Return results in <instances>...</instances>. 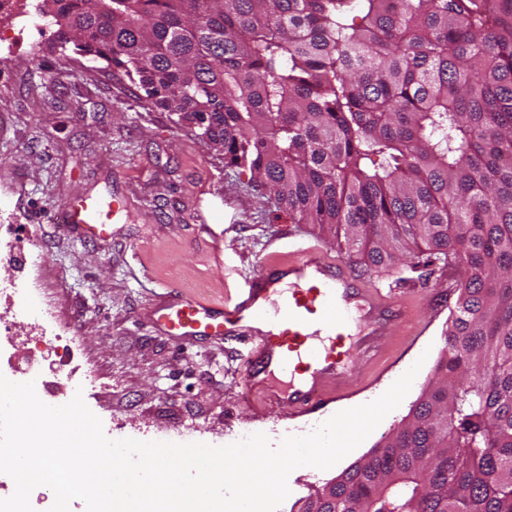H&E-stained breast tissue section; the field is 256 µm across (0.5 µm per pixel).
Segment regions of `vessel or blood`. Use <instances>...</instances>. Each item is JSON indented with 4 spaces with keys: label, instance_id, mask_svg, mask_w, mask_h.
I'll use <instances>...</instances> for the list:
<instances>
[{
    "label": "vessel or blood",
    "instance_id": "obj_1",
    "mask_svg": "<svg viewBox=\"0 0 512 512\" xmlns=\"http://www.w3.org/2000/svg\"><path fill=\"white\" fill-rule=\"evenodd\" d=\"M124 210L120 199L88 197L59 206L53 218L99 238ZM154 315L177 337L250 343L246 392L259 395L263 407L285 404L302 415L332 403L337 386L351 377V355L372 357L393 325L412 336L423 330L403 302L358 287L353 274L317 245L287 260L267 259L232 303L182 298L160 303Z\"/></svg>",
    "mask_w": 512,
    "mask_h": 512
}]
</instances>
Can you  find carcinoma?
<instances>
[{
	"mask_svg": "<svg viewBox=\"0 0 512 512\" xmlns=\"http://www.w3.org/2000/svg\"><path fill=\"white\" fill-rule=\"evenodd\" d=\"M368 272L456 269L406 421L298 512H512V0H42Z\"/></svg>",
	"mask_w": 512,
	"mask_h": 512,
	"instance_id": "obj_1",
	"label": "carcinoma"
}]
</instances>
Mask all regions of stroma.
Returning <instances> with one entry per match:
<instances>
[{
    "mask_svg": "<svg viewBox=\"0 0 512 512\" xmlns=\"http://www.w3.org/2000/svg\"><path fill=\"white\" fill-rule=\"evenodd\" d=\"M86 197L126 199L108 238L50 221L58 205ZM309 242L347 263L362 287L392 291L426 330L413 338L393 329L372 362L352 356L356 394L301 418L285 405L260 410L245 394V344L176 338L155 324L154 310L169 293L223 299L270 256ZM17 288L34 289L73 336L67 357ZM456 299L436 265L364 272L314 225L292 223L268 189L225 167L223 152L193 127L148 102L123 68L55 48L52 31L21 34L16 20L0 19V326L9 330L0 367L34 366L44 403H68L88 368L95 382L86 404L109 438L221 446L262 432L276 443L375 400L421 362L409 393L361 448L330 469L291 472L279 512H292L408 415L442 354Z\"/></svg>",
    "mask_w": 512,
    "mask_h": 512,
    "instance_id": "obj_1",
    "label": "stroma"
}]
</instances>
